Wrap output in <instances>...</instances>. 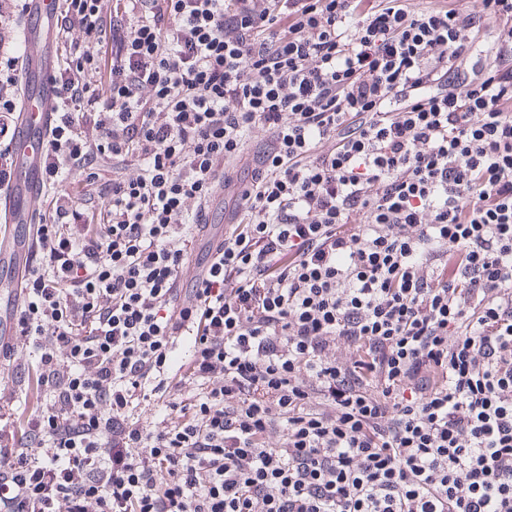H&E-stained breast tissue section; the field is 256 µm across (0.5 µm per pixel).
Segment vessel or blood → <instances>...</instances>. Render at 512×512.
<instances>
[{
    "instance_id": "1",
    "label": "vessel or blood",
    "mask_w": 512,
    "mask_h": 512,
    "mask_svg": "<svg viewBox=\"0 0 512 512\" xmlns=\"http://www.w3.org/2000/svg\"><path fill=\"white\" fill-rule=\"evenodd\" d=\"M57 12V0H26L20 35L24 51L19 58L24 80L19 116L12 131L19 159L12 170L9 188L0 190V223L17 230L8 248L6 268L8 275L15 278L22 276L30 248L24 230L38 221L29 203L42 190L47 164L43 142L56 116L58 78L50 46Z\"/></svg>"
}]
</instances>
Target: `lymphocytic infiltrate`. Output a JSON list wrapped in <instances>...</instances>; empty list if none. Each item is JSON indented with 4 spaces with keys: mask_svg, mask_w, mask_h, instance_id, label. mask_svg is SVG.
I'll use <instances>...</instances> for the list:
<instances>
[{
    "mask_svg": "<svg viewBox=\"0 0 512 512\" xmlns=\"http://www.w3.org/2000/svg\"><path fill=\"white\" fill-rule=\"evenodd\" d=\"M57 24L78 54L0 346L43 403L0 432V512H512V0H59ZM21 82L0 52V189Z\"/></svg>",
    "mask_w": 512,
    "mask_h": 512,
    "instance_id": "f902f5d3",
    "label": "lymphocytic infiltrate"
}]
</instances>
